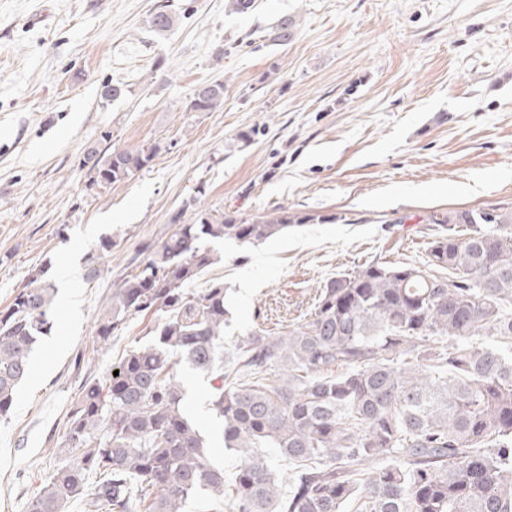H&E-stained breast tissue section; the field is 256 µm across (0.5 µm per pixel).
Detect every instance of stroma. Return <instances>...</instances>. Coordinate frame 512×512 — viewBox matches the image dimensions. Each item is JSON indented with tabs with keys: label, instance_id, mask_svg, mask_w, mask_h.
<instances>
[{
	"label": "stroma",
	"instance_id": "obj_1",
	"mask_svg": "<svg viewBox=\"0 0 512 512\" xmlns=\"http://www.w3.org/2000/svg\"><path fill=\"white\" fill-rule=\"evenodd\" d=\"M175 15L155 31L151 17ZM294 22L288 43L270 36ZM224 85L212 112L193 90ZM122 95L103 100V86ZM252 131L242 143V131ZM160 144L149 167L94 185L89 150ZM512 203V0H0V310L40 269L58 289L50 336L0 419V512L67 463L69 412L84 383L145 345L160 313L93 342L113 292L199 210L310 216L259 244H214L189 283L223 284L224 349L284 334L323 285L368 262L427 261L434 210ZM112 250L83 278L100 240ZM233 484L211 379L177 366ZM224 102V85L222 82L208 83L196 94L195 89L186 105L189 112H212Z\"/></svg>",
	"mask_w": 512,
	"mask_h": 512
}]
</instances>
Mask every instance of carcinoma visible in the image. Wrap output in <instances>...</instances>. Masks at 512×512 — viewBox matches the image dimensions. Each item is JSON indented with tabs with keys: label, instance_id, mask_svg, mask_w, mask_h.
I'll return each instance as SVG.
<instances>
[{
	"label": "carcinoma",
	"instance_id": "cac0c4a2",
	"mask_svg": "<svg viewBox=\"0 0 512 512\" xmlns=\"http://www.w3.org/2000/svg\"><path fill=\"white\" fill-rule=\"evenodd\" d=\"M224 84L191 95L188 112H212ZM161 145L88 152L93 183L147 167ZM310 215L280 209L246 220L200 210L112 293L95 340L127 317L164 313L148 344L105 383L84 385L68 421L74 457L49 472L28 512H184L206 492L211 512H512V205L433 212L439 224L427 269L365 263L329 279L309 317L281 336L258 331L227 368L224 286L183 285L217 261L211 244L262 242ZM55 285L38 271L0 311V419L51 334ZM212 376L209 405L224 448L241 453L233 494L211 460L202 427L183 405L177 361ZM282 369L270 382L268 370ZM343 372L330 375L328 371ZM292 465L280 487L257 444Z\"/></svg>",
	"mask_w": 512,
	"mask_h": 512
}]
</instances>
